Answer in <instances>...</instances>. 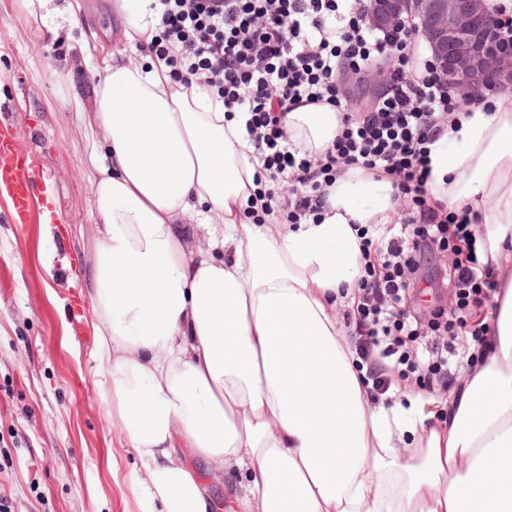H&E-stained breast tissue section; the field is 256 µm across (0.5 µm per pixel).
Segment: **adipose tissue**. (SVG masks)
<instances>
[{
	"instance_id": "1",
	"label": "adipose tissue",
	"mask_w": 512,
	"mask_h": 512,
	"mask_svg": "<svg viewBox=\"0 0 512 512\" xmlns=\"http://www.w3.org/2000/svg\"><path fill=\"white\" fill-rule=\"evenodd\" d=\"M154 0H113L127 43L94 87L102 161L89 296L100 399L160 512H512V93L472 95L430 154V197L477 212L493 305L479 360L441 397L372 396L338 318L366 260L355 225L398 217L387 177L350 167L319 221L257 224L245 116L202 77L141 54ZM310 154L340 115L290 109ZM208 227V243L188 236Z\"/></svg>"
}]
</instances>
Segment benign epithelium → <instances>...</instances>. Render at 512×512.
Here are the masks:
<instances>
[{"label":"benign epithelium","mask_w":512,"mask_h":512,"mask_svg":"<svg viewBox=\"0 0 512 512\" xmlns=\"http://www.w3.org/2000/svg\"><path fill=\"white\" fill-rule=\"evenodd\" d=\"M364 14L385 33L411 25L463 102L480 88L512 85V41L498 37L492 0H365Z\"/></svg>","instance_id":"benign-epithelium-1"}]
</instances>
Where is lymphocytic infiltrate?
<instances>
[{
	"mask_svg": "<svg viewBox=\"0 0 512 512\" xmlns=\"http://www.w3.org/2000/svg\"><path fill=\"white\" fill-rule=\"evenodd\" d=\"M157 33L149 50L181 45L187 75L204 76L228 110L244 113L253 161L265 181L289 192L255 223L287 209L288 221L317 219L342 170L357 166L391 178L405 203L400 223L357 227L367 260L358 280L353 334L374 394L399 370L416 383H452V320L426 322L406 309L421 263L465 251L447 273L458 311L482 308L495 290L478 274L476 213L455 214L428 194L430 147L461 104L408 26L378 35L354 0H157ZM391 63L394 76L375 99L349 106L347 82ZM299 105H327L342 128L321 156L298 150L283 124Z\"/></svg>",
	"mask_w": 512,
	"mask_h": 512,
	"instance_id": "f902f5d3",
	"label": "lymphocytic infiltrate"
}]
</instances>
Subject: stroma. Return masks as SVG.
<instances>
[{
	"label": "stroma",
	"mask_w": 512,
	"mask_h": 512,
	"mask_svg": "<svg viewBox=\"0 0 512 512\" xmlns=\"http://www.w3.org/2000/svg\"><path fill=\"white\" fill-rule=\"evenodd\" d=\"M113 0L78 23L34 22L0 0V122L35 154L52 192L14 222L0 196V503L9 512H141L138 463L99 397L86 297L92 141L84 115L105 54L121 45Z\"/></svg>",
	"instance_id": "1"
}]
</instances>
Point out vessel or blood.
<instances>
[{"label":"vessel or blood","mask_w":512,"mask_h":512,"mask_svg":"<svg viewBox=\"0 0 512 512\" xmlns=\"http://www.w3.org/2000/svg\"><path fill=\"white\" fill-rule=\"evenodd\" d=\"M40 187L36 160L17 149L10 125L0 124V193L8 196L17 223H24Z\"/></svg>","instance_id":"obj_1"}]
</instances>
